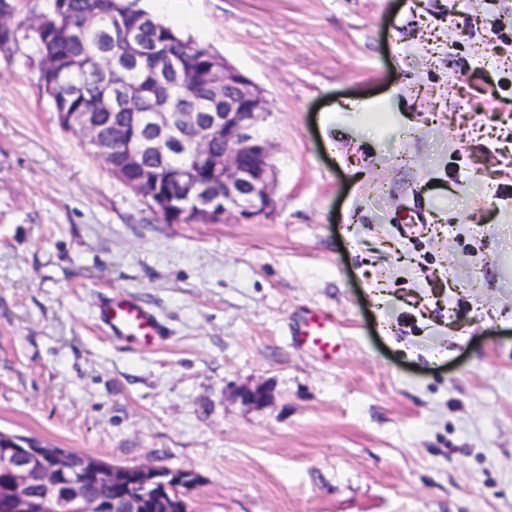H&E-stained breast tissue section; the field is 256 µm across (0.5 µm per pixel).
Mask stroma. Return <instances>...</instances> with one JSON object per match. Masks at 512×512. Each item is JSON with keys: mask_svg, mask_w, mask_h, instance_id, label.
<instances>
[{"mask_svg": "<svg viewBox=\"0 0 512 512\" xmlns=\"http://www.w3.org/2000/svg\"><path fill=\"white\" fill-rule=\"evenodd\" d=\"M12 2L0 429L192 472L188 512H512V0H128L268 101L274 205L210 224L61 125L50 0ZM115 293L156 346L106 334ZM314 310L335 359L296 342ZM98 319L111 335L139 348H151L161 339L156 317L140 303L122 296L102 300Z\"/></svg>", "mask_w": 512, "mask_h": 512, "instance_id": "1", "label": "stroma"}]
</instances>
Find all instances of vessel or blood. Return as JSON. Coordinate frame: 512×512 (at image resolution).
Here are the masks:
<instances>
[{"label": "vessel or blood", "mask_w": 512, "mask_h": 512, "mask_svg": "<svg viewBox=\"0 0 512 512\" xmlns=\"http://www.w3.org/2000/svg\"><path fill=\"white\" fill-rule=\"evenodd\" d=\"M98 319L111 334L139 348L153 347L161 338L155 316L140 303L121 296L102 300ZM294 334L297 341L308 345L322 358H335L339 341L336 322L331 315L322 311L311 313Z\"/></svg>", "instance_id": "obj_1"}]
</instances>
